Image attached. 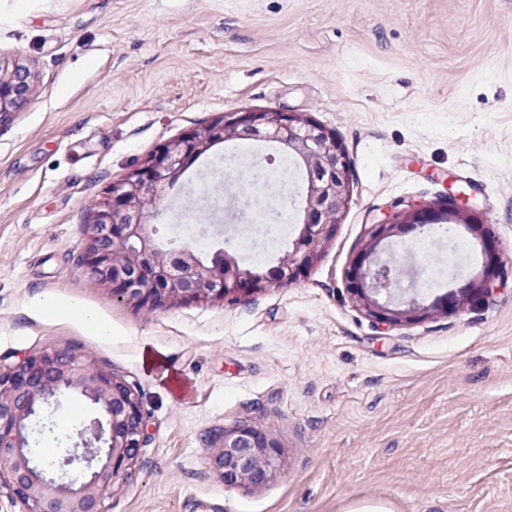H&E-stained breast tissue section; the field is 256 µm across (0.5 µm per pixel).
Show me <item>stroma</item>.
<instances>
[{
	"label": "stroma",
	"instance_id": "35a3bbf8",
	"mask_svg": "<svg viewBox=\"0 0 512 512\" xmlns=\"http://www.w3.org/2000/svg\"><path fill=\"white\" fill-rule=\"evenodd\" d=\"M0 60L35 89L0 115V363L67 348L123 377L147 431L107 512H512V0H0ZM272 108L332 131L353 197L319 262L245 300L147 310L89 282L86 226L112 183L156 147L221 113ZM187 171L156 239L210 248L271 199L225 166ZM470 195L510 272L491 297L458 294L481 246L425 292L448 311L389 325L352 300L345 272L391 203ZM212 211L208 231L192 224ZM379 246L403 284L430 269ZM76 301L110 325L51 319L31 300ZM248 422L280 446L261 487L212 464Z\"/></svg>",
	"mask_w": 512,
	"mask_h": 512
}]
</instances>
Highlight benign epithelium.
Instances as JSON below:
<instances>
[{
  "label": "benign epithelium",
  "mask_w": 512,
  "mask_h": 512,
  "mask_svg": "<svg viewBox=\"0 0 512 512\" xmlns=\"http://www.w3.org/2000/svg\"><path fill=\"white\" fill-rule=\"evenodd\" d=\"M35 76L16 62L0 63V115L15 112L29 98ZM227 141H275L304 169L298 234L275 266L244 265L231 252L204 261L188 242L161 248L149 218L198 158ZM351 161L336 136L308 118L276 109L225 112L162 142L140 166L112 184L87 228L84 266L88 279L111 288L113 296L138 307L163 309L176 302L240 301L267 288H281L310 270L353 192ZM463 192L448 191L444 204L406 205L392 218L372 224L366 245L346 276L348 290L368 315L385 324L413 322L448 300L422 307L415 298L393 295L390 265L374 257L377 246L394 236L447 222L465 210ZM465 223L483 245L480 276L463 289L485 294L501 277V252L488 225ZM76 391L90 402L94 417L69 436L72 448L39 463L31 447L32 424ZM145 437V417L133 387L65 348L44 349L15 364L0 365V482L10 485L26 512H106L115 484L131 474ZM213 458L224 484L263 486L277 474L279 444L259 428L242 423L224 430Z\"/></svg>",
  "instance_id": "1"
}]
</instances>
